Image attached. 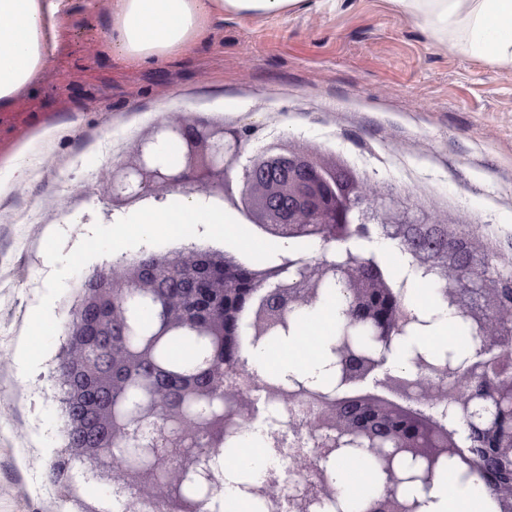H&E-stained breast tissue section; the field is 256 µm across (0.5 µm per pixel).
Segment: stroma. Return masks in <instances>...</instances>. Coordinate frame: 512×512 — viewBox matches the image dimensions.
<instances>
[{
  "instance_id": "35a3bbf8",
  "label": "stroma",
  "mask_w": 512,
  "mask_h": 512,
  "mask_svg": "<svg viewBox=\"0 0 512 512\" xmlns=\"http://www.w3.org/2000/svg\"><path fill=\"white\" fill-rule=\"evenodd\" d=\"M108 0H71L60 45L30 90L0 111V168L23 177L0 192V512H110L106 485L51 481L64 425L56 372L77 299L54 302L58 331L31 377L18 349L52 267L94 224L111 225L114 162L157 123L205 117L314 147L392 193L415 215H439L512 257V69L450 51L386 0H309L307 10L214 19L195 51L156 66L105 48Z\"/></svg>"
}]
</instances>
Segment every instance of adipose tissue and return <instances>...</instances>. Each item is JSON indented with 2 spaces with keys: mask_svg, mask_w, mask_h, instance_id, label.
Segmentation results:
<instances>
[{
  "mask_svg": "<svg viewBox=\"0 0 512 512\" xmlns=\"http://www.w3.org/2000/svg\"><path fill=\"white\" fill-rule=\"evenodd\" d=\"M401 17L416 21L435 41L469 57L512 68V0H389ZM305 6V0H112L108 47L126 63L154 66L194 51L206 37L212 19L229 13L242 16L286 15ZM70 0H0V110L12 107L48 63L60 36L58 23L68 13ZM408 299L417 309L435 316L428 334L400 339L389 358L394 367H404L411 345L443 352L448 343H461L459 319L444 305L416 288ZM302 326L321 324L322 331L313 355H298L301 336L285 341L290 351L281 362L268 349L249 354L258 370L276 368L322 382L326 376L329 346L336 335L334 301H323L302 312ZM224 467V502L234 512H248L239 484L243 477L259 482L269 463L267 456L244 459L227 451L219 458ZM328 468L342 497L351 501V512H363L366 503L382 488L379 471L361 466L329 462ZM485 496L482 484L463 480L456 470L437 476L425 493L423 512H479Z\"/></svg>",
  "mask_w": 512,
  "mask_h": 512,
  "instance_id": "adipose-tissue-1",
  "label": "adipose tissue"
}]
</instances>
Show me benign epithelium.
I'll return each instance as SVG.
<instances>
[{
  "mask_svg": "<svg viewBox=\"0 0 512 512\" xmlns=\"http://www.w3.org/2000/svg\"><path fill=\"white\" fill-rule=\"evenodd\" d=\"M247 137L246 130L204 118L157 125L135 142L130 158L113 164L112 208L162 203L172 193L198 195L236 210L269 237L341 249L332 258L290 252L257 269L231 251L193 243L173 253L125 255L86 276L58 356L67 420L53 484L71 485L79 463L109 486L113 477L121 480L119 493L130 494L127 512H141L149 497L163 512H195L202 501L185 497L182 488L221 487L224 472L210 458L223 453L227 430L241 432V419L255 415V399L224 389L226 371L247 363L233 337L247 334L258 344L274 330L289 335L291 316L316 307L336 285L346 296L343 321L361 327L370 346L354 344L342 331L330 347L332 389L317 390L294 375L274 388L278 397L316 400L311 437L320 457L352 463L367 453L376 461L383 489L365 512H420L422 502L404 487L429 490L434 472L448 462L479 477L495 512H512V262L498 257L495 270L486 271L488 249L476 246L473 233L443 232L426 217H409L393 196L366 194L368 180L318 151L273 142L243 164ZM173 139L183 145L175 171L161 155ZM371 223L399 241L415 269L438 277L444 302L478 338L470 357L432 365L417 350L411 369L387 367L394 343L430 321L406 310L402 289L386 281L376 260L350 246L369 235ZM139 303L157 317L132 343ZM181 333L197 337L206 354L193 368L173 372L155 361V352ZM137 372L143 381L125 400ZM219 394L216 412L191 410ZM426 403L447 407L448 418L417 408ZM198 438L211 444L204 454L193 447ZM312 476L323 496L295 486V512H322L323 498L336 496L327 466ZM254 493L278 506L277 480Z\"/></svg>",
  "mask_w": 512,
  "mask_h": 512,
  "instance_id": "1",
  "label": "benign epithelium"
}]
</instances>
